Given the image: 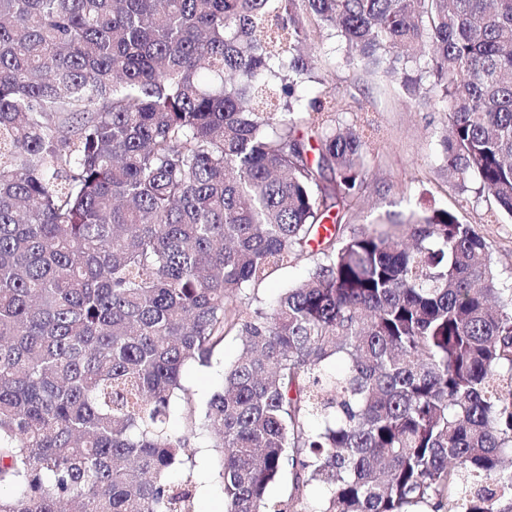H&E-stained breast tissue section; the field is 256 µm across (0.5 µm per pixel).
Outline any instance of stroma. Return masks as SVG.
Instances as JSON below:
<instances>
[{"label": "stroma", "mask_w": 512, "mask_h": 512, "mask_svg": "<svg viewBox=\"0 0 512 512\" xmlns=\"http://www.w3.org/2000/svg\"><path fill=\"white\" fill-rule=\"evenodd\" d=\"M315 75L336 95L341 126L365 125L373 141L361 201L349 220L351 228L384 224L411 209L458 210L457 196L440 171V141L448 122L437 107L411 100L399 80L346 60L344 47L326 36L317 40ZM495 204L479 198L460 218L484 237L502 281L512 283V223H487ZM240 342L230 336L208 368L193 367L185 383L205 399L220 389L224 367L238 354ZM200 472L196 512H224V492L213 475L207 438H200Z\"/></svg>", "instance_id": "stroma-1"}]
</instances>
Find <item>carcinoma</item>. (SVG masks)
<instances>
[{"instance_id":"carcinoma-1","label":"carcinoma","mask_w":512,"mask_h":512,"mask_svg":"<svg viewBox=\"0 0 512 512\" xmlns=\"http://www.w3.org/2000/svg\"><path fill=\"white\" fill-rule=\"evenodd\" d=\"M314 29L512 219V0H0V512H195L202 435L225 512H512V288L452 211L345 232L370 142L302 94ZM310 267V260H304L295 267L279 271L270 281L259 288L257 295L267 306L273 304L280 292L303 279ZM240 341L228 336L224 349L214 358L209 368L191 367L185 374V383L201 400L220 389L224 378V364H230L238 354Z\"/></svg>"}]
</instances>
